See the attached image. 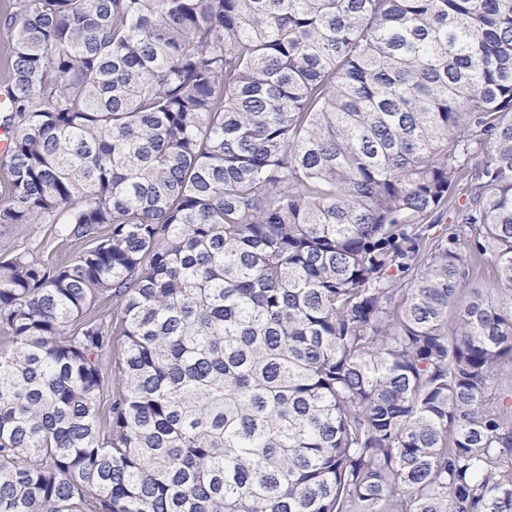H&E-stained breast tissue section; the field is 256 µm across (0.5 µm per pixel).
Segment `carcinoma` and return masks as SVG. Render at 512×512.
Here are the masks:
<instances>
[{
	"label": "carcinoma",
	"mask_w": 512,
	"mask_h": 512,
	"mask_svg": "<svg viewBox=\"0 0 512 512\" xmlns=\"http://www.w3.org/2000/svg\"><path fill=\"white\" fill-rule=\"evenodd\" d=\"M8 24L0 512H512V0ZM54 227V224H30L19 235L9 230L1 231L0 227V239L15 248L34 249L45 259H63L72 254L73 247H61L62 243L54 232Z\"/></svg>",
	"instance_id": "1"
}]
</instances>
